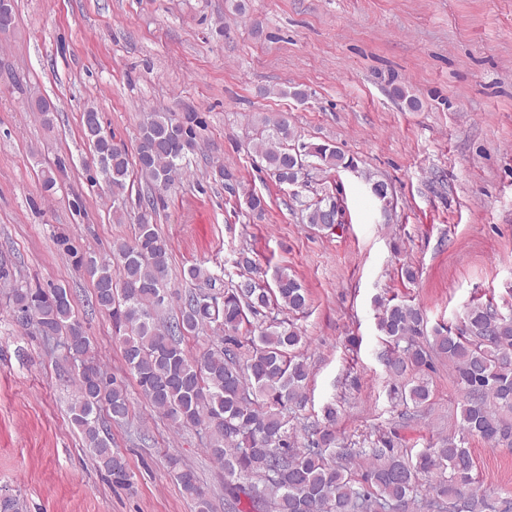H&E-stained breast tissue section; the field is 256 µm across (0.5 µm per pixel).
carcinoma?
<instances>
[{
  "mask_svg": "<svg viewBox=\"0 0 512 512\" xmlns=\"http://www.w3.org/2000/svg\"><path fill=\"white\" fill-rule=\"evenodd\" d=\"M98 173L123 198L130 179L139 175L157 191L167 190L182 174L194 147L197 115L156 112L141 128L135 159L113 146L92 107L82 117ZM256 155L281 184L299 183L305 163L314 159L326 169L352 168V160L328 144L303 142L288 118L264 120L254 144ZM321 198L304 205L302 221L329 228V207ZM154 203L136 217L135 233L117 240L107 256L88 254L80 268L93 285L91 304L112 319L113 332L129 373L152 409L175 425L204 432L206 451L224 467V489L241 512H512V497L493 496L479 484L476 463L467 447L478 437L493 447H512V311L492 305L468 307L458 324L436 327L425 343L427 321L422 310L405 302H378L377 330L387 350L388 375L407 379L401 398L414 406L430 398L425 371L436 359L448 361L462 395L460 432L437 447L416 455L382 436L369 448L339 447L329 426L336 405L324 406L326 427L298 446L288 407L305 401L309 366L301 354L305 337L292 316L305 312L308 294L292 275L282 271L275 287L253 276L247 250L235 261L240 280L216 287L217 277L192 265L184 277L201 285L185 296L180 314L167 316L172 297L168 281L169 243L152 222ZM12 304L21 326L32 325L57 340L70 363L76 387L69 410L99 469L114 487L129 488L133 472L126 458L112 448L102 412L114 422L130 412L123 380L108 372L95 356L92 338L76 314L66 286L14 288ZM290 319L259 326L248 344L240 339L248 316L270 306ZM209 329L216 342L195 357L183 343ZM183 494L197 512H210L207 491L196 472L171 460Z\"/></svg>",
  "mask_w": 512,
  "mask_h": 512,
  "instance_id": "cac0c4a2",
  "label": "carcinoma"
}]
</instances>
